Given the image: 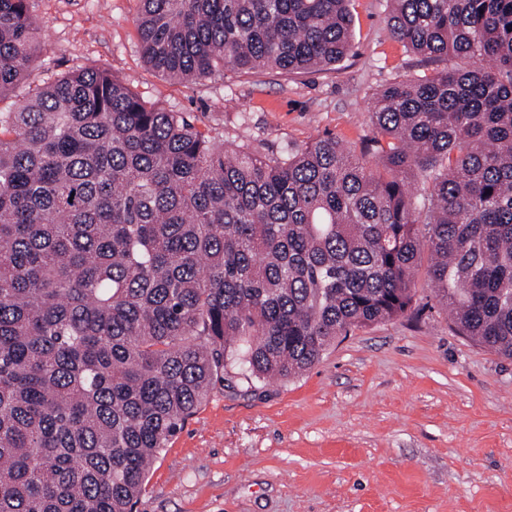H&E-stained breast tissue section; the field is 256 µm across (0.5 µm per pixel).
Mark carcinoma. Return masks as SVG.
Here are the masks:
<instances>
[{
  "label": "carcinoma",
  "mask_w": 512,
  "mask_h": 512,
  "mask_svg": "<svg viewBox=\"0 0 512 512\" xmlns=\"http://www.w3.org/2000/svg\"><path fill=\"white\" fill-rule=\"evenodd\" d=\"M142 57L181 82L332 68L350 0H139ZM448 65L397 80L358 157L262 154L81 68L0 112V512H133L157 453L227 366L311 368L413 309L512 359V0H388ZM0 0V96L39 58Z\"/></svg>",
  "instance_id": "carcinoma-1"
}]
</instances>
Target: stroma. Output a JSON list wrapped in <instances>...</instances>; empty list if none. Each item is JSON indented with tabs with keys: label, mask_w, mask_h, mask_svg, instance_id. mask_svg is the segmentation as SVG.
Wrapping results in <instances>:
<instances>
[{
	"label": "stroma",
	"mask_w": 512,
	"mask_h": 512,
	"mask_svg": "<svg viewBox=\"0 0 512 512\" xmlns=\"http://www.w3.org/2000/svg\"><path fill=\"white\" fill-rule=\"evenodd\" d=\"M385 5L351 0L353 49L334 69L183 83L145 64L139 0H31L44 50L0 111L100 68L230 143L277 153L330 135L359 155L373 97L431 69L390 37ZM416 299L418 316L356 330L288 381L227 369L157 454L135 512H512V360L459 335L426 278Z\"/></svg>",
	"instance_id": "35a3bbf8"
}]
</instances>
